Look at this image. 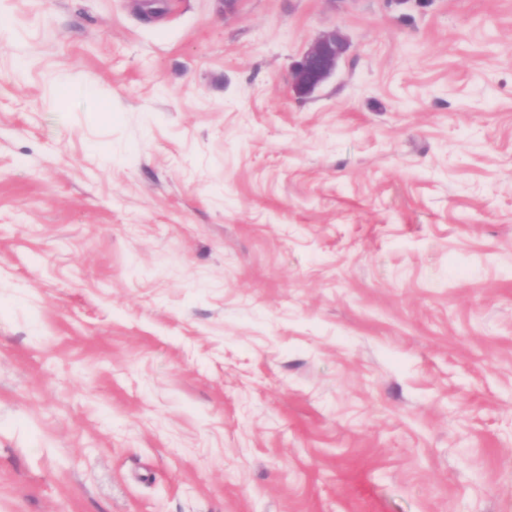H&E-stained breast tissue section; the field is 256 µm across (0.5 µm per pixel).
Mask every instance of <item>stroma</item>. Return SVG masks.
<instances>
[{"label":"stroma","mask_w":512,"mask_h":512,"mask_svg":"<svg viewBox=\"0 0 512 512\" xmlns=\"http://www.w3.org/2000/svg\"><path fill=\"white\" fill-rule=\"evenodd\" d=\"M0 512H512V0H0ZM345 49V41L336 31L323 34L293 67L296 92L306 95L320 86L335 70Z\"/></svg>","instance_id":"1"}]
</instances>
